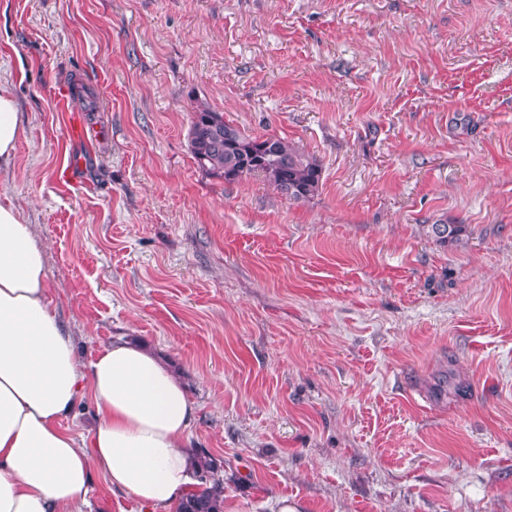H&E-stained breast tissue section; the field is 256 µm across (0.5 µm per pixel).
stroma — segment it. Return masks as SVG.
<instances>
[{
  "label": "stroma",
  "instance_id": "obj_1",
  "mask_svg": "<svg viewBox=\"0 0 512 512\" xmlns=\"http://www.w3.org/2000/svg\"><path fill=\"white\" fill-rule=\"evenodd\" d=\"M0 86L58 318L173 369L224 512H512V0H0ZM199 104L318 193L206 178Z\"/></svg>",
  "mask_w": 512,
  "mask_h": 512
}]
</instances>
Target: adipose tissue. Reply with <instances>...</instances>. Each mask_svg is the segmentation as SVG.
Instances as JSON below:
<instances>
[{"instance_id":"1","label":"adipose tissue","mask_w":512,"mask_h":512,"mask_svg":"<svg viewBox=\"0 0 512 512\" xmlns=\"http://www.w3.org/2000/svg\"><path fill=\"white\" fill-rule=\"evenodd\" d=\"M48 286L29 225L0 204V512H84L97 473L145 512H177L198 467L184 386L140 342L83 361ZM86 396L96 423L79 436L66 421Z\"/></svg>"}]
</instances>
